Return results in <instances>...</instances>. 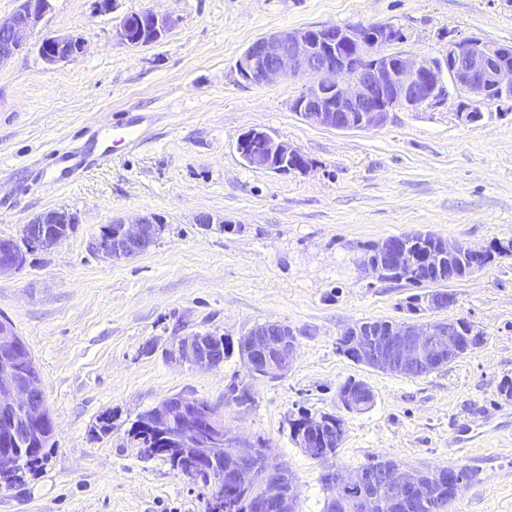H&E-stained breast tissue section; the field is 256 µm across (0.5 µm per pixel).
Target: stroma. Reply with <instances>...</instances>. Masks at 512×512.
<instances>
[{
	"instance_id": "35a3bbf8",
	"label": "stroma",
	"mask_w": 512,
	"mask_h": 512,
	"mask_svg": "<svg viewBox=\"0 0 512 512\" xmlns=\"http://www.w3.org/2000/svg\"><path fill=\"white\" fill-rule=\"evenodd\" d=\"M147 8L172 16L173 30L147 47L122 44L120 20ZM361 22L401 27L394 49L416 59L444 57L458 38L512 45V0H117L109 14L95 0H53L41 32L82 34L86 53L48 68L32 47L0 66V239H20L50 208L78 218L0 277V319L27 344L54 422L44 471L0 490V512H204V487L128 437L139 413L176 393L216 405L227 430L286 463L298 512H324L327 498L322 464L291 436L303 414L342 419L334 461L345 472L380 457L465 466L473 476L448 512H512V398L499 393L512 378V257L449 283V317L485 339L440 370L384 374L337 348L347 327L402 321L429 290L366 273L371 246L412 231L474 247L512 239V101L462 124L454 111L469 94L455 88L445 104L338 131L294 112L306 78L251 85L236 73L260 36ZM120 116L136 138L113 141L110 160L63 185L42 172L48 152L84 149ZM251 129L300 149L308 169L246 166L236 145ZM145 213L163 226L149 251L122 261L91 251L102 226ZM202 213L212 223H197ZM269 321L298 334L296 361L277 380L252 378L236 355L202 370L162 353L178 335L235 342ZM350 378L373 389L369 410L340 407ZM233 385L250 387V405L231 401ZM106 411L112 432L95 438Z\"/></svg>"
}]
</instances>
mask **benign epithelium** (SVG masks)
I'll return each mask as SVG.
<instances>
[{
  "mask_svg": "<svg viewBox=\"0 0 512 512\" xmlns=\"http://www.w3.org/2000/svg\"><path fill=\"white\" fill-rule=\"evenodd\" d=\"M52 0H18L8 19L0 20V66L29 46V38L50 12ZM175 20L153 9L125 16L117 37L125 45L144 47L165 38ZM405 39L391 23H358L346 27L320 25L284 29L252 41L236 63L238 76L253 84H270L280 79L305 76L304 91L293 103L294 111L306 121L339 131L363 130L384 125L396 109L416 111L437 106L450 98V88L460 87L471 94V103L459 105L455 118L463 124L483 121L488 114L474 106L512 101V63L503 60L507 48L479 39H458L448 44L442 58L418 60L400 52L385 53L387 46ZM87 39L79 35L51 34L37 44L40 59L47 66L70 62L84 54ZM237 149L247 165L259 170L288 171L304 159L297 148L251 129L237 141ZM31 223L36 233H24L26 243L0 242V276L11 273L25 261L26 248L53 247L65 238L63 227L75 217L63 208L44 210ZM159 219L140 215L129 222L112 221L95 237L92 249L106 259L139 256L154 246ZM424 237L413 233L390 237L375 245L377 259L364 261V268L379 279L390 275L411 280L419 272L422 258L410 251L408 240ZM489 249L466 244L437 243L435 266L442 272V260L463 256L474 272L487 263ZM421 310L447 311L456 296L447 289H435L420 299ZM484 333L462 319L406 321L386 330L353 325L338 339L349 359L374 371L418 378L428 375L477 348ZM22 341L9 322L0 320V412H20L11 419L12 431L44 421L50 416L42 377L38 372L18 369ZM239 356L253 377L281 378L292 368L297 354V334L285 322L258 324L237 342ZM164 355L170 362L199 369H216L224 363V344L210 333L174 337ZM360 399L344 392L339 401L348 412L361 402H374L373 390L362 384ZM200 401L179 393L161 400L154 408L150 432L157 440L173 439L184 447L188 461L182 476L190 481L197 473L226 457L234 466L211 483L210 504L215 512H297L298 493L293 476L283 464L272 463L267 449L224 427V415L217 409L197 414ZM342 421L311 419L293 429V438L303 453L318 461L336 456V443L343 439ZM329 492L325 512H385L423 495L427 485L448 486V497L464 483L459 475L442 468H415L404 462L385 459L372 462L353 473L331 465L326 468ZM0 474L15 481L26 480L21 457L11 451L0 453ZM385 487L387 498L376 492Z\"/></svg>",
  "mask_w": 512,
  "mask_h": 512,
  "instance_id": "obj_1",
  "label": "benign epithelium"
}]
</instances>
